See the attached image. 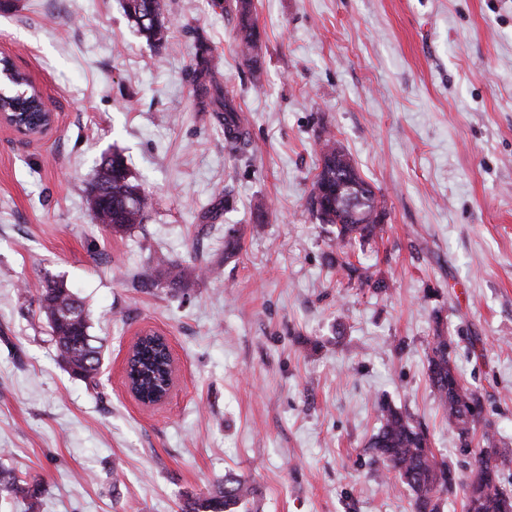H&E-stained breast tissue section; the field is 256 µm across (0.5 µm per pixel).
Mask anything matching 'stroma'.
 I'll return each mask as SVG.
<instances>
[{"label": "stroma", "mask_w": 512, "mask_h": 512, "mask_svg": "<svg viewBox=\"0 0 512 512\" xmlns=\"http://www.w3.org/2000/svg\"><path fill=\"white\" fill-rule=\"evenodd\" d=\"M229 2L164 0L159 49L123 0L0 9V57L55 115L37 138L0 128V461L40 489L1 494L0 512H180L230 470L256 487L251 512H411L367 449L382 401L426 427L455 479L444 512H466L471 460L427 352L442 328L482 400L477 434L512 448V0H253L255 67ZM200 44L250 134L236 159L195 92ZM324 129L382 202L385 233L365 247L308 208ZM115 152L154 201L124 234L86 204ZM157 252L220 276L180 294L131 287ZM346 261L387 290L349 279ZM45 279L90 312L95 381L66 370L36 295L17 293ZM145 330L178 367L153 408L124 374Z\"/></svg>", "instance_id": "1"}]
</instances>
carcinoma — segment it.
<instances>
[{"instance_id":"carcinoma-1","label":"carcinoma","mask_w":512,"mask_h":512,"mask_svg":"<svg viewBox=\"0 0 512 512\" xmlns=\"http://www.w3.org/2000/svg\"><path fill=\"white\" fill-rule=\"evenodd\" d=\"M124 10L149 44L160 46L167 40L169 20L164 15L162 0H124ZM234 12L242 56L255 65L262 46L251 18L252 0H235ZM210 64L208 49L198 46L192 65L194 81L216 106L214 112L224 125V147L228 154L238 156L247 150L250 141L232 101L212 94L203 84ZM324 184L330 188V194L317 202L315 191ZM87 201L93 220L116 234L143 223L145 213L152 207L151 197L134 180L118 154L102 160L95 179L89 183ZM308 206L320 223L336 227V239L342 242L365 245L383 232L379 222L380 200L375 190L362 178L351 155L329 134L321 142ZM134 280L142 288L163 281L176 293L188 288L190 273L159 256ZM36 294L39 311L48 321L51 341L62 363L73 375L94 379L101 367L102 346L90 334L84 301L62 281L54 282L52 287L41 282ZM450 349H454L453 341L435 328L427 356V376L448 418V427L456 434L460 447L469 448L474 422L469 420L468 413L471 406L481 405V400L477 393L462 385L455 365L450 363ZM165 366L163 345L146 339L135 354L129 375L139 391L150 394L162 388ZM377 419L378 431L369 442L373 461L382 463L409 488L413 512H440L443 496L448 493V463L434 453L426 428L388 402L378 405ZM483 442L485 447L472 452L473 468L465 480L466 512H512V491L499 481V472L512 463V450L497 447L494 439L486 435ZM0 491L33 498L39 489L0 466ZM254 495V487L229 471L208 495L186 499L181 512H242Z\"/></svg>"}]
</instances>
